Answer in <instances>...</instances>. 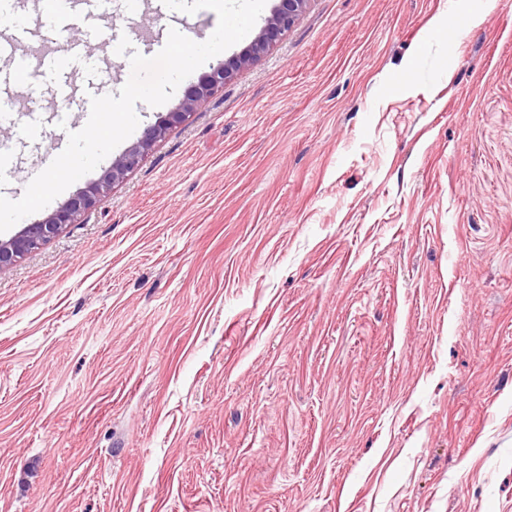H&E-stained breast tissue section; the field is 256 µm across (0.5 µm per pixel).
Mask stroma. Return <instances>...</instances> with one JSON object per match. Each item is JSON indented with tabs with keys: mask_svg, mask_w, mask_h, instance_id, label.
<instances>
[{
	"mask_svg": "<svg viewBox=\"0 0 512 512\" xmlns=\"http://www.w3.org/2000/svg\"><path fill=\"white\" fill-rule=\"evenodd\" d=\"M0 512H512V0H312L0 271Z\"/></svg>",
	"mask_w": 512,
	"mask_h": 512,
	"instance_id": "obj_1",
	"label": "stroma"
}]
</instances>
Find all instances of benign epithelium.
<instances>
[{
	"label": "benign epithelium",
	"mask_w": 512,
	"mask_h": 512,
	"mask_svg": "<svg viewBox=\"0 0 512 512\" xmlns=\"http://www.w3.org/2000/svg\"><path fill=\"white\" fill-rule=\"evenodd\" d=\"M310 2L311 0H278L271 16L248 46L240 53L225 59L211 73L191 85L176 111L168 113L166 119L148 128L140 140L112 160L98 180L89 183L43 219L26 225L7 240L0 239V271L14 265L24 255L57 236L64 227L77 223L81 216L94 210L100 198L140 165L144 155L165 136L171 126L187 121L204 102L223 89L225 83L252 66L273 44L284 37Z\"/></svg>",
	"instance_id": "obj_1"
}]
</instances>
